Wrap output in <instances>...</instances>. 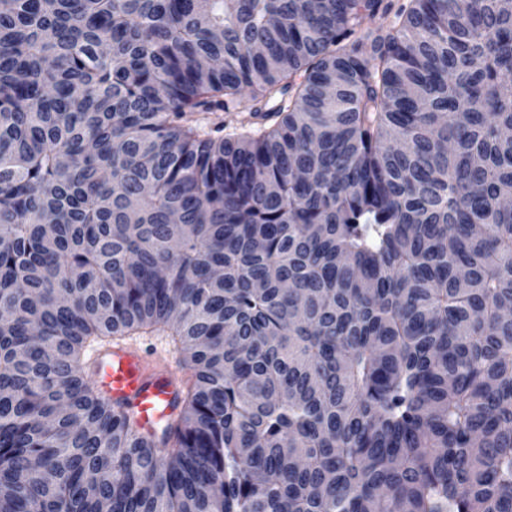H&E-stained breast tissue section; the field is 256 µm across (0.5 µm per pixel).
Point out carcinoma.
<instances>
[{"label":"carcinoma","mask_w":512,"mask_h":512,"mask_svg":"<svg viewBox=\"0 0 512 512\" xmlns=\"http://www.w3.org/2000/svg\"><path fill=\"white\" fill-rule=\"evenodd\" d=\"M3 2L0 512H512V0ZM120 342L134 344L149 356L155 353L153 358L166 352L179 365L168 358L147 359L137 347L123 344L93 351L86 363L101 394L127 406L139 430L154 431L173 413L188 375L182 356L162 333H139Z\"/></svg>","instance_id":"obj_1"}]
</instances>
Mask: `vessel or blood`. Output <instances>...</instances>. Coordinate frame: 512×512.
<instances>
[{"mask_svg":"<svg viewBox=\"0 0 512 512\" xmlns=\"http://www.w3.org/2000/svg\"><path fill=\"white\" fill-rule=\"evenodd\" d=\"M86 368L101 394L127 406L145 431L155 430L170 417L184 382L174 361L148 359L138 348L123 344L93 351Z\"/></svg>","mask_w":512,"mask_h":512,"instance_id":"obj_1","label":"vessel or blood"}]
</instances>
